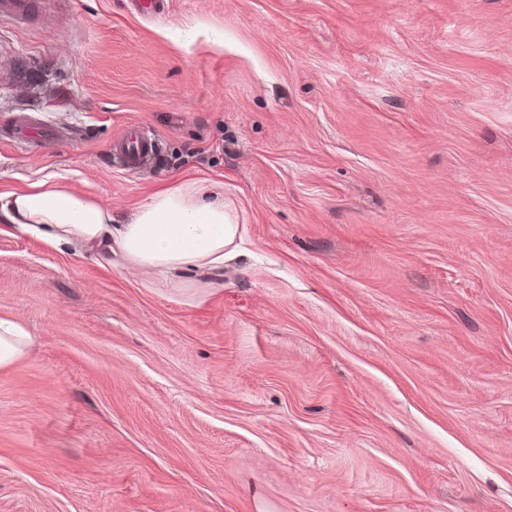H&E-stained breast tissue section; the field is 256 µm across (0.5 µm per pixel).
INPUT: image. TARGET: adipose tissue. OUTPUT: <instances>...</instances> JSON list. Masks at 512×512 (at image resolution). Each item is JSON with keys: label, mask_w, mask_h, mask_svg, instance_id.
Returning a JSON list of instances; mask_svg holds the SVG:
<instances>
[{"label": "adipose tissue", "mask_w": 512, "mask_h": 512, "mask_svg": "<svg viewBox=\"0 0 512 512\" xmlns=\"http://www.w3.org/2000/svg\"><path fill=\"white\" fill-rule=\"evenodd\" d=\"M0 221L57 250L91 249L106 264L117 254L163 277L223 271L240 233L223 192L192 181L158 188L130 221L118 223L110 207L49 177L0 193Z\"/></svg>", "instance_id": "ef3b65f1"}]
</instances>
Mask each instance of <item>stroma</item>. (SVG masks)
<instances>
[{"mask_svg":"<svg viewBox=\"0 0 512 512\" xmlns=\"http://www.w3.org/2000/svg\"><path fill=\"white\" fill-rule=\"evenodd\" d=\"M163 3L0 14V193L123 223L217 184L242 255L166 280L0 233L33 337L0 512H512V0ZM160 148L161 142L148 129L136 127L125 139L114 144L113 154L126 168L139 171L155 162Z\"/></svg>","mask_w":512,"mask_h":512,"instance_id":"1","label":"stroma"}]
</instances>
